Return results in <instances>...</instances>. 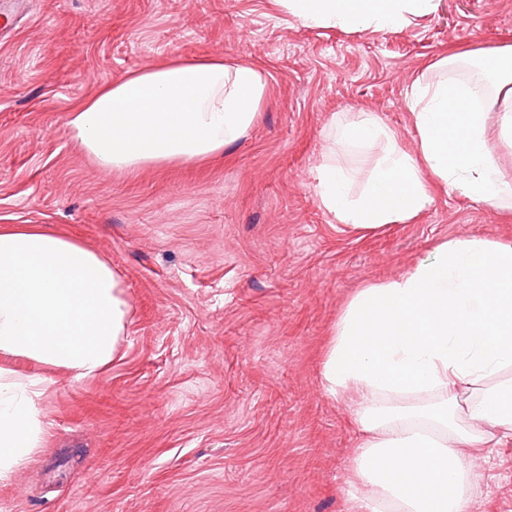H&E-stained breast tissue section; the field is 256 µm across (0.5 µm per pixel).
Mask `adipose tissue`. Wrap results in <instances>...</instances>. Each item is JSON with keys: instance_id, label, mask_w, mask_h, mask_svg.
Listing matches in <instances>:
<instances>
[{"instance_id": "obj_1", "label": "adipose tissue", "mask_w": 512, "mask_h": 512, "mask_svg": "<svg viewBox=\"0 0 512 512\" xmlns=\"http://www.w3.org/2000/svg\"><path fill=\"white\" fill-rule=\"evenodd\" d=\"M309 27L387 31L412 25L435 0H279ZM450 58L411 85L419 145L408 154L371 112L342 125L357 159L315 170L322 206L371 231L414 219L442 189L496 202L494 142L512 136V46L493 72L452 82ZM263 70L213 55L129 73L79 104L72 142L106 170L223 154L254 122ZM373 173L359 198L347 186ZM117 275L95 251L36 224L0 226V481L25 468L47 429L37 400L44 367L75 379L109 365L126 334ZM324 385L349 397L361 438L349 512H471L465 455L512 444V244L456 237L399 278L366 285L346 304L322 361Z\"/></svg>"}]
</instances>
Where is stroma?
I'll return each instance as SVG.
<instances>
[{"instance_id": "35a3bbf8", "label": "stroma", "mask_w": 512, "mask_h": 512, "mask_svg": "<svg viewBox=\"0 0 512 512\" xmlns=\"http://www.w3.org/2000/svg\"><path fill=\"white\" fill-rule=\"evenodd\" d=\"M512 45V0H435L412 26L303 25L278 0H0V225L41 224L109 260L126 334L95 377L58 374L51 434L0 512H348L359 431L322 355L368 283L461 235L512 243L496 205L438 192L357 232L313 178L335 124L373 112L417 153L406 92L448 53ZM215 53L267 94L223 157L101 169L73 107L128 72ZM474 512H512V446L468 459Z\"/></svg>"}]
</instances>
